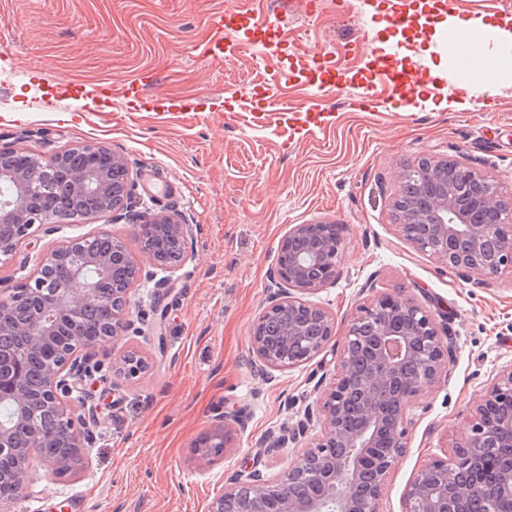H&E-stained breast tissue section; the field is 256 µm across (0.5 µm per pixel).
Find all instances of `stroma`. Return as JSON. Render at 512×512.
<instances>
[{
  "label": "stroma",
  "mask_w": 512,
  "mask_h": 512,
  "mask_svg": "<svg viewBox=\"0 0 512 512\" xmlns=\"http://www.w3.org/2000/svg\"><path fill=\"white\" fill-rule=\"evenodd\" d=\"M366 0H0V147L51 154L97 143L134 162L135 189L158 213L181 211L194 226L192 255L176 280L131 291L134 329L124 349L148 367L128 375L112 345L96 354L85 385L97 414L91 466L78 477L37 467V481L6 512H208L234 475H274L294 456L261 458L259 441L296 427L316 388L336 372L351 316L375 296L413 298L449 333V373L415 405L407 448L387 479L385 512H406L415 472L452 454L469 406L512 363V276L476 288L400 236L390 201L401 168L417 157L455 155L512 192V85L455 108L458 68L437 35L449 16L512 17V0H377L378 26L359 19ZM405 18L396 28L393 12ZM266 26L264 49L247 34L227 39L226 14ZM220 43V59L210 57ZM324 55L346 85L312 86L305 60ZM416 60L443 72L423 101L396 112L391 70L368 73L373 57ZM150 72L153 97L189 102L157 119L132 112L126 83ZM112 86L111 101L74 98L41 107L53 83ZM316 106L330 126L303 135L284 111ZM337 224L345 249L336 284L312 295L337 334L307 364L256 379L248 365L253 321L290 225ZM106 231L138 254L131 222L109 216L40 226L29 244L0 259V290L28 282L39 256L66 240ZM243 424L233 450L197 464L193 445L217 412Z\"/></svg>",
  "instance_id": "obj_1"
}]
</instances>
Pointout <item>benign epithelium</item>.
<instances>
[{"label": "benign epithelium", "instance_id": "benign-epithelium-1", "mask_svg": "<svg viewBox=\"0 0 512 512\" xmlns=\"http://www.w3.org/2000/svg\"><path fill=\"white\" fill-rule=\"evenodd\" d=\"M131 162L104 145L83 144L49 158L24 148L0 147V181L12 186L0 205V224L13 226L0 239V256L26 242L32 228L57 227L46 197L39 193L56 179L72 202L93 199L96 218L130 208ZM392 215L402 236L440 264L475 276L479 285L512 273V196L452 156L421 157L399 171ZM142 263L126 243L108 232L77 238L42 255L33 287L0 290V335L25 337V351L42 362L39 388L31 387L16 359L0 350V403L13 416L0 421V458L10 466L0 481L13 486V499L34 482L33 461L56 475L80 476L90 468L94 433L86 395L76 384L98 370L96 350L134 325L131 288L171 283L189 259L193 225L149 209L134 214ZM112 238V251L94 242ZM344 241L336 225L316 221L292 225L270 273L266 301L251 331V367L266 379L270 371L307 363L329 344L334 318L304 299L333 286L341 273ZM129 264L125 286L108 294L101 284L113 276L115 261ZM89 307L112 310V320L95 328L85 321ZM444 336L435 319L411 298L381 295L362 307L343 335L337 374L320 390V430L288 468L275 476L243 471L224 484L209 512H382L386 478L408 440L412 403L447 374ZM114 364L129 374L145 361L124 351ZM53 417L46 429L40 417ZM238 418L222 412L194 444L196 461L212 465L235 447ZM302 429L271 432L267 454L296 442ZM61 439L78 448L50 458L41 449ZM453 455L438 458L414 475L407 512H512V364L504 367L476 401L474 415ZM496 459L487 486L478 479L486 457Z\"/></svg>", "mask_w": 512, "mask_h": 512}]
</instances>
